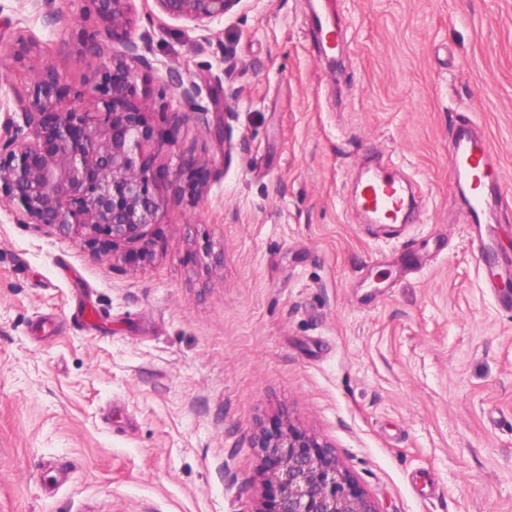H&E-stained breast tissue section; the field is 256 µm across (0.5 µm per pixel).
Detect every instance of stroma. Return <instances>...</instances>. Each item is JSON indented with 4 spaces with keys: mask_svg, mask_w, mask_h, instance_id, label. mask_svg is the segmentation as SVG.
Segmentation results:
<instances>
[{
    "mask_svg": "<svg viewBox=\"0 0 512 512\" xmlns=\"http://www.w3.org/2000/svg\"><path fill=\"white\" fill-rule=\"evenodd\" d=\"M65 19L0 0V69L71 88L122 44L90 0ZM240 0L193 29L137 0L151 120L174 132L150 253L128 260L14 223L0 205V512H254L255 432L289 418L330 443L380 512H512V312L472 249L448 168L462 117L502 171L512 261V0ZM207 87L181 111L171 77ZM379 158L416 223L366 220ZM205 167L196 195L189 177ZM317 28L322 40L331 48H338L342 45L343 36L338 26H334L327 11L316 12Z\"/></svg>",
    "mask_w": 512,
    "mask_h": 512,
    "instance_id": "stroma-1",
    "label": "stroma"
}]
</instances>
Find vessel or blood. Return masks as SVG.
<instances>
[{"label": "vessel or blood", "instance_id": "b4317fda", "mask_svg": "<svg viewBox=\"0 0 512 512\" xmlns=\"http://www.w3.org/2000/svg\"><path fill=\"white\" fill-rule=\"evenodd\" d=\"M449 160L468 203L466 222L472 232V243L484 261L488 282H498L502 267L492 256L497 238L493 215L502 197L500 163L489 150L485 137L476 132L474 122L469 120L459 123L450 144ZM359 203L376 224H394L408 215L404 186L378 170L361 184Z\"/></svg>", "mask_w": 512, "mask_h": 512}]
</instances>
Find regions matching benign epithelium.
<instances>
[{
  "mask_svg": "<svg viewBox=\"0 0 512 512\" xmlns=\"http://www.w3.org/2000/svg\"><path fill=\"white\" fill-rule=\"evenodd\" d=\"M105 33L123 44L111 66L95 75V96L71 92L50 65L37 70L28 97L0 98L8 116L0 126V201L19 224L74 237L80 245L115 251L138 244L165 205L163 186L179 180L185 163L158 162L167 144L148 119V94L136 96L145 33L132 30L136 0H90ZM171 19L208 30L240 0H154ZM185 111L203 114L204 87L177 78ZM265 493L255 512H380L339 463L332 447L283 418L254 436Z\"/></svg>",
  "mask_w": 512,
  "mask_h": 512,
  "instance_id": "obj_1",
  "label": "benign epithelium"
}]
</instances>
